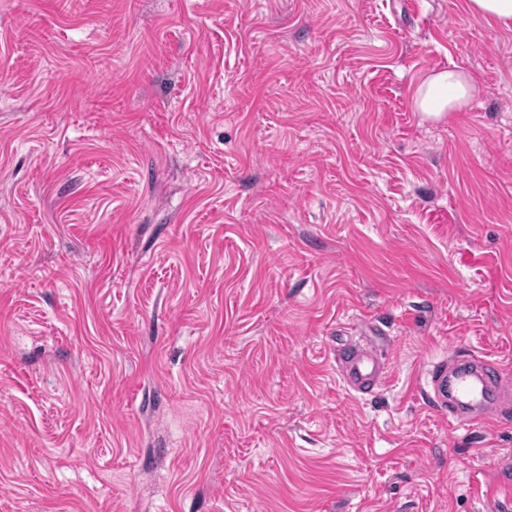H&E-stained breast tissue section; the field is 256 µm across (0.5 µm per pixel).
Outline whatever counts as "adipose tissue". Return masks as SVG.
<instances>
[{
    "label": "adipose tissue",
    "mask_w": 512,
    "mask_h": 512,
    "mask_svg": "<svg viewBox=\"0 0 512 512\" xmlns=\"http://www.w3.org/2000/svg\"><path fill=\"white\" fill-rule=\"evenodd\" d=\"M480 91L469 72L452 66L428 74L415 88L412 103L424 118L440 121L467 110Z\"/></svg>",
    "instance_id": "obj_1"
}]
</instances>
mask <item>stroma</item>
I'll return each mask as SVG.
<instances>
[{"label":"stroma","mask_w":512,"mask_h":512,"mask_svg":"<svg viewBox=\"0 0 512 512\" xmlns=\"http://www.w3.org/2000/svg\"><path fill=\"white\" fill-rule=\"evenodd\" d=\"M452 65L481 94L423 120ZM453 348L512 372V29L0 0V512H507L512 422L422 389ZM481 91L480 84L462 67L435 70L415 88L414 110L424 118L440 121L467 110ZM336 365L343 383L357 394L380 385L386 373V364L371 343L336 350Z\"/></svg>","instance_id":"stroma-1"}]
</instances>
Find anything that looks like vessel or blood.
I'll return each mask as SVG.
<instances>
[{
  "label": "vessel or blood",
  "mask_w": 512,
  "mask_h": 512,
  "mask_svg": "<svg viewBox=\"0 0 512 512\" xmlns=\"http://www.w3.org/2000/svg\"><path fill=\"white\" fill-rule=\"evenodd\" d=\"M336 365L343 383L358 394L380 385L386 373L384 360L370 343L337 350ZM426 375L429 398L458 426L478 424L512 408V394L506 391L512 378L494 362L453 353L430 363Z\"/></svg>",
  "instance_id": "b4317fda"
}]
</instances>
